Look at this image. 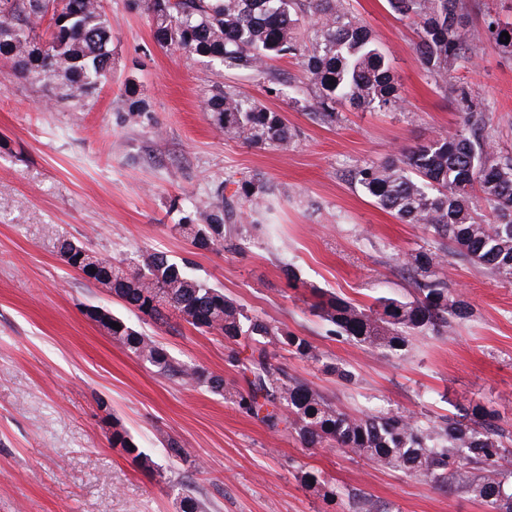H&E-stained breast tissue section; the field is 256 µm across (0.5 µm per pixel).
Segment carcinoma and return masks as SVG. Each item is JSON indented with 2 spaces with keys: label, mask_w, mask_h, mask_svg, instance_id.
Masks as SVG:
<instances>
[{
  "label": "carcinoma",
  "mask_w": 512,
  "mask_h": 512,
  "mask_svg": "<svg viewBox=\"0 0 512 512\" xmlns=\"http://www.w3.org/2000/svg\"><path fill=\"white\" fill-rule=\"evenodd\" d=\"M391 12L415 27L417 59L441 90L448 75L471 65L485 42L512 54V24L489 19L478 28L468 22L479 0H386ZM155 41L218 61L224 69L248 72L273 86L284 85L281 72L266 67L275 58L302 60L307 84L316 89L312 120L332 125L337 107L398 110L405 98L389 60L369 27L349 8L348 0H145ZM48 20L46 37L35 23ZM0 57L14 74L60 89L62 98L82 105L112 76V22L101 0H0ZM207 111L216 130L249 146L288 149L293 136L285 119L257 99L219 85L209 89ZM125 111L135 119L148 111L134 86L124 91ZM489 116L467 106L462 124L451 134L398 151L382 162L354 169L360 189L404 224H418L430 235L427 246L409 254L406 271L415 284L411 300L382 295L370 306L336 294H321L314 305L327 333L373 349L400 354L410 337L451 333L474 315L462 293L453 294L440 276L449 259L468 261L503 281H512V155L498 151L487 134ZM265 190L251 180L233 196L257 207ZM236 213L224 203V186L215 190L208 209L189 213L173 225L200 250L229 248L227 226ZM81 245L62 238L64 262L79 265ZM95 279L129 308L157 326L170 324V312L193 328L215 333L230 343L252 344L243 363L246 391L208 369L175 361L146 332L121 315L95 319L112 340L168 379L231 398L245 414L271 429L296 435L306 448H342L375 465L397 470L448 493H464L484 512H512V473L501 460L512 453V430L496 412L480 403L457 408L424 423L403 411L347 413L331 399L284 369L273 365L268 347L291 355L351 382L354 373L326 362L306 336L297 335L224 296L223 290L188 271L163 252L133 253L97 259ZM117 323L116 330L111 324ZM112 446L150 469L147 457L126 432L112 430ZM297 478L329 504L347 512H381L369 496L347 492L320 475L299 469Z\"/></svg>",
  "instance_id": "1"
}]
</instances>
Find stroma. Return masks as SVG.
Masks as SVG:
<instances>
[{
    "mask_svg": "<svg viewBox=\"0 0 512 512\" xmlns=\"http://www.w3.org/2000/svg\"><path fill=\"white\" fill-rule=\"evenodd\" d=\"M351 3L389 56L404 110L347 109L341 124L314 122V92L297 59L273 61L293 82L267 92L251 74L160 47L134 0H103L114 71L86 104L47 101L0 60V512H179L185 480L207 512H332L298 481L302 465L364 491L383 512H484L466 495L343 450L303 448L231 400L160 377L83 313L101 305L134 323L136 311L57 253L64 235L105 258L160 250L188 259L251 313L351 369L355 380L346 383L270 351L275 364L346 412L398 409L436 420L480 402L512 424V283L455 261L448 286L472 300L474 316L453 335L412 337L402 356L330 337L310 310L314 286L367 306L381 295L409 297L400 264L426 235L365 196L351 172L454 131L464 113L459 96L436 89L422 69L412 25L385 0ZM450 81L486 108L495 145L512 154V55L484 45L476 64ZM215 82L282 113L292 147H250L219 133L205 104ZM128 83L150 107L134 120L124 111ZM243 177L267 193L259 210L239 206L234 250H198L174 232L183 211L205 209L217 186L233 194ZM144 329L177 360L241 381L232 360L248 355L245 345L176 319ZM116 427L153 460V471L113 447ZM167 437L185 443L189 461L169 457Z\"/></svg>",
    "mask_w": 512,
    "mask_h": 512,
    "instance_id": "35a3bbf8",
    "label": "stroma"
}]
</instances>
